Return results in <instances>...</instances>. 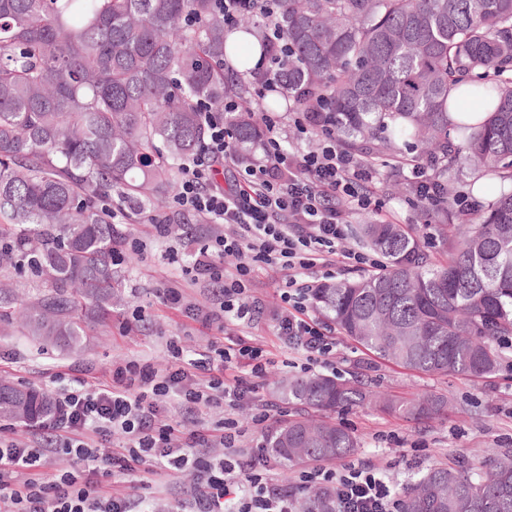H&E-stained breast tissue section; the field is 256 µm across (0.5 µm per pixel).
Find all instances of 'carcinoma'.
Segmentation results:
<instances>
[{"instance_id":"obj_1","label":"carcinoma","mask_w":512,"mask_h":512,"mask_svg":"<svg viewBox=\"0 0 512 512\" xmlns=\"http://www.w3.org/2000/svg\"><path fill=\"white\" fill-rule=\"evenodd\" d=\"M286 32L297 98L328 103L347 146L376 141L387 158L414 141L488 176L495 197L443 231L449 258L433 261L403 224L359 225L387 259L351 281H328L312 304L340 333L384 361L421 374L485 378L512 361V0H287ZM238 54L235 71L224 63ZM266 51L245 18L232 31L213 0H0V239L36 257L44 283L25 313L28 334L64 350L112 318L125 238L105 208L121 199L163 208L175 173L200 150L196 103L243 108L226 116L247 146L276 98H252L249 56ZM276 396L305 409L378 407L430 420L448 410L436 391L383 393L326 374L280 382ZM52 396L0 382V418L51 417ZM358 447L330 420L298 416L269 440L284 471L333 461ZM483 469L463 459L430 466L407 491L403 512H512V448ZM303 512H336L325 492Z\"/></svg>"}]
</instances>
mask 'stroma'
Wrapping results in <instances>:
<instances>
[{"instance_id":"obj_1","label":"stroma","mask_w":512,"mask_h":512,"mask_svg":"<svg viewBox=\"0 0 512 512\" xmlns=\"http://www.w3.org/2000/svg\"><path fill=\"white\" fill-rule=\"evenodd\" d=\"M377 190L385 201L377 222L411 223L413 208L400 178L390 168L382 169ZM126 230L144 244L133 261L124 266L126 304L115 307L107 325L92 329L87 347L77 353L33 341L18 324L19 307L0 308L1 380L51 392L55 389L54 373L65 365L91 366L87 380L93 384L105 379L113 361L119 359L145 356L154 363L166 364V343L171 337L180 338L189 356L207 344L211 333L202 320L166 308L157 298L166 280L183 278L189 257L175 251L172 243L157 237L153 228L137 217H130ZM136 309L145 317L144 326L125 330V321ZM343 346L344 356L337 360L336 367L344 378H352L355 366L368 360L372 367L363 377L378 390H438L451 400L447 415L428 421L359 406L333 413V420L358 439L352 461L388 465L398 490L409 487L431 464H449L461 458L484 461L492 449L512 448V370L503 369L486 379H436L368 357L351 341H344Z\"/></svg>"}]
</instances>
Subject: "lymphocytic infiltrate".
<instances>
[{"instance_id": "1", "label": "lymphocytic infiltrate", "mask_w": 512, "mask_h": 512, "mask_svg": "<svg viewBox=\"0 0 512 512\" xmlns=\"http://www.w3.org/2000/svg\"><path fill=\"white\" fill-rule=\"evenodd\" d=\"M214 7L230 26L248 15L261 19L268 50L254 70L256 94L290 95L294 56L281 0H214ZM241 107L232 95L220 112L199 105L208 139L182 166L174 198L186 217L223 225V234L186 229L176 237L167 216L145 215L159 237H175L191 257L189 275L203 280L212 296L205 323L220 333L234 324L237 339L209 341L191 358L173 339L165 366L116 360L107 379L93 385L81 366L57 371L62 386L55 392V415L28 438L0 428V512H143L141 499L113 492L120 474L135 477L143 490L162 475L190 477L186 512H294L298 494L320 489L330 490L336 512H402L386 471L374 463H320L288 483L272 478L264 448H241L236 410L252 406L250 423L258 432L268 430L276 410L260 400L275 361L266 342L252 335L268 319L253 289L257 273L288 275L275 330L297 354L292 368L334 367L336 329L309 311L315 276L339 262L358 270L378 266L372 254L347 247L346 214L381 207L371 189L380 176L377 166L342 146L323 117L326 102L293 106L280 121L264 117L268 136L256 156L237 153L224 122ZM393 170L425 217L471 207L464 194L439 193L433 165L400 156ZM214 408L223 416L201 418L202 410ZM53 455L72 461V468L46 474Z\"/></svg>"}]
</instances>
